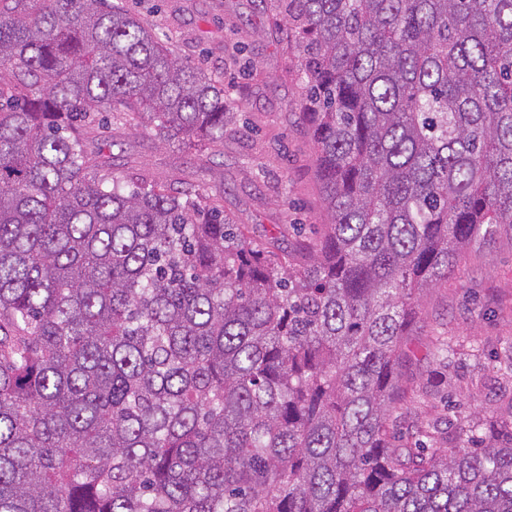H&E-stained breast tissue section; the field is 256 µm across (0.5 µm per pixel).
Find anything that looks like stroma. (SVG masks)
Masks as SVG:
<instances>
[{"mask_svg": "<svg viewBox=\"0 0 512 512\" xmlns=\"http://www.w3.org/2000/svg\"><path fill=\"white\" fill-rule=\"evenodd\" d=\"M189 64L224 82L234 118L223 145L194 153L160 142L145 127L94 125L86 136L105 172L146 176L217 194L225 214L257 244L295 252L315 244L325 222L315 149L299 117L303 78L281 0H122ZM411 359L397 433L423 430L464 444L458 420L512 413V380L496 354L512 339V238L460 256L448 280L424 292L409 327ZM450 344L443 360L436 347Z\"/></svg>", "mask_w": 512, "mask_h": 512, "instance_id": "stroma-1", "label": "stroma"}]
</instances>
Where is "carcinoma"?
Returning <instances> with one entry per match:
<instances>
[{"label": "carcinoma", "instance_id": "obj_1", "mask_svg": "<svg viewBox=\"0 0 512 512\" xmlns=\"http://www.w3.org/2000/svg\"><path fill=\"white\" fill-rule=\"evenodd\" d=\"M326 215L97 175L108 113L224 143V85L110 0H0V512H512V419L396 437L421 293L512 235V0H286Z\"/></svg>", "mask_w": 512, "mask_h": 512}]
</instances>
